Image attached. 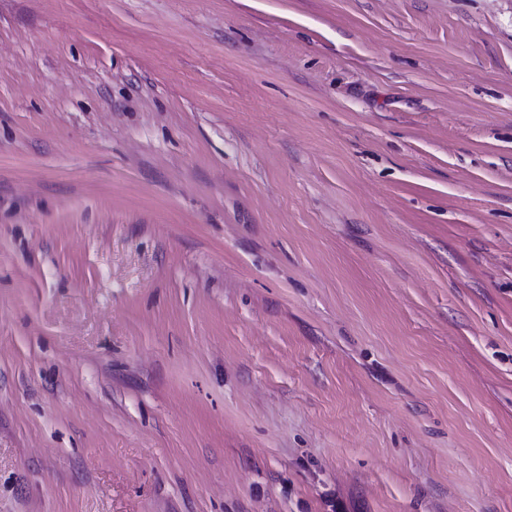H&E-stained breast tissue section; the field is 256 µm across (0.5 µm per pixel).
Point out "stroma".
Returning a JSON list of instances; mask_svg holds the SVG:
<instances>
[{"label": "stroma", "instance_id": "1", "mask_svg": "<svg viewBox=\"0 0 512 512\" xmlns=\"http://www.w3.org/2000/svg\"><path fill=\"white\" fill-rule=\"evenodd\" d=\"M0 512H512V0H0Z\"/></svg>", "mask_w": 512, "mask_h": 512}]
</instances>
